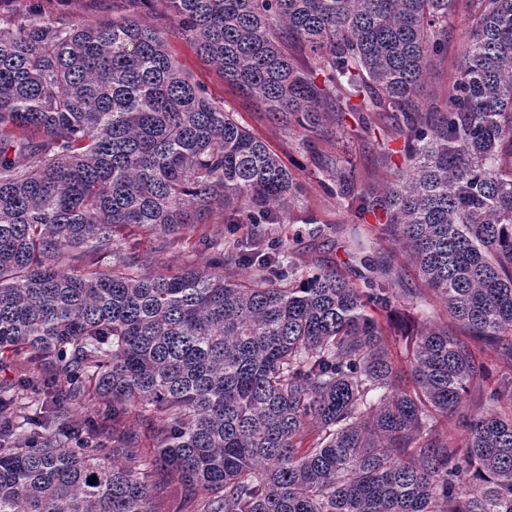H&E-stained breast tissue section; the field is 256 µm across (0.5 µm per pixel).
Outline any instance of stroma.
Returning <instances> with one entry per match:
<instances>
[{
  "instance_id": "obj_1",
  "label": "stroma",
  "mask_w": 512,
  "mask_h": 512,
  "mask_svg": "<svg viewBox=\"0 0 512 512\" xmlns=\"http://www.w3.org/2000/svg\"><path fill=\"white\" fill-rule=\"evenodd\" d=\"M0 14L19 20L36 16L43 21L68 17L92 21L111 16L112 0H0ZM169 50L186 72L205 87L210 97L264 140L295 174L300 185V208L293 211L290 222L275 225L274 235L290 246L291 256L302 271L329 266L338 268L352 279L361 269V255L367 253L391 263L399 275L397 287L423 288L424 283L408 255L394 237L386 233L378 218L372 215L356 218L319 183V164L329 159L340 160L342 165L352 168L361 186L375 189L393 182L398 171L407 164V146L390 116L370 115L372 131L361 137L353 134L339 136L333 118H325L322 132L316 138V151L311 154L301 148L297 138L225 83L221 75L196 54L188 40L171 38ZM461 54L462 43L453 36L448 40L447 53L430 62L417 96L420 110L447 106ZM307 215L316 219L320 227L318 235H309L308 225L302 222ZM355 238L362 242V249L352 247L351 241ZM144 241L150 242L155 249L152 267L156 270L188 265L202 267L214 256L213 251L201 246L164 247L162 237H148L137 227L129 229L124 245L129 248Z\"/></svg>"
}]
</instances>
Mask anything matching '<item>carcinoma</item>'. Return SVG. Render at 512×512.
Listing matches in <instances>:
<instances>
[{"instance_id": "carcinoma-1", "label": "carcinoma", "mask_w": 512, "mask_h": 512, "mask_svg": "<svg viewBox=\"0 0 512 512\" xmlns=\"http://www.w3.org/2000/svg\"><path fill=\"white\" fill-rule=\"evenodd\" d=\"M137 0L112 17L0 15V512H156L151 472L204 497L197 512H512V414L474 349L512 337V0ZM463 45L448 105L416 97L431 58ZM188 38L224 82L312 147L324 108L387 112L409 164L376 193L321 165L352 214L379 211L467 339L435 323L393 354L392 268L357 284L305 278L265 238L209 241L213 263L142 272L129 227L186 243L217 211L284 224L293 174L168 51ZM49 399L56 433L14 426ZM106 401L112 448L68 446L73 406ZM151 413L139 469L120 434ZM468 419L456 443L441 421ZM94 483H88V480ZM150 415L143 412L140 408H132L126 416L125 431L127 434L136 435L140 441L143 457L153 456L152 442L146 437L147 435V418Z\"/></svg>"}]
</instances>
